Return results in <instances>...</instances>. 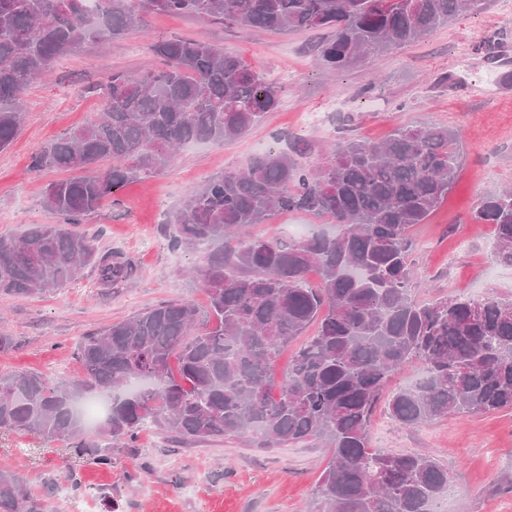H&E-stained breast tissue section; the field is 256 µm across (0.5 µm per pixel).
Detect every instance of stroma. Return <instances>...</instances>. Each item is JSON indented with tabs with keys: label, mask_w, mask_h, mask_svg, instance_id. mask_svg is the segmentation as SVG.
Here are the masks:
<instances>
[{
	"label": "stroma",
	"mask_w": 512,
	"mask_h": 512,
	"mask_svg": "<svg viewBox=\"0 0 512 512\" xmlns=\"http://www.w3.org/2000/svg\"><path fill=\"white\" fill-rule=\"evenodd\" d=\"M492 32L503 34L504 47L489 59L478 46ZM171 38L223 48L259 68L281 86L279 107L235 141L183 147L159 174L125 185L86 217L82 229L95 235L98 246L135 259L136 278L106 293L87 273L53 293L1 295L0 330L14 337L15 346L0 353V376L74 377L82 371L76 347L89 332L167 299L206 308L205 290L188 275L205 254L169 249L168 215L189 189L214 174L284 150L299 135L319 145L337 142L341 126L368 142L423 123L456 130L464 151L457 183L428 222L411 231L416 297L512 295V266L492 255L493 225L473 220L482 197L512 187V15L503 13L501 0H488L418 42L369 54L343 70L318 62L312 45L319 33H250L190 16L150 14L143 29L103 46L85 44L22 96L23 126L0 151V236L57 223L42 197L67 173L48 165L32 170L33 159L51 142L96 121L102 99L95 89L112 72L136 76L157 69L160 61L149 46ZM298 228L309 235L333 226L323 217L278 214L239 227L235 237L285 238ZM369 436L379 451L439 458L452 484L448 512H512V412L448 416L408 429L379 409ZM326 463L324 448L316 445L250 448L234 437L183 445L152 426L133 447L113 451L111 466L97 467L85 464L73 443L0 432V470L21 472L44 512H89L92 496L96 512H308Z\"/></svg>",
	"instance_id": "35a3bbf8"
}]
</instances>
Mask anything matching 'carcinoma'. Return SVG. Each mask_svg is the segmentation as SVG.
<instances>
[{"label": "carcinoma", "mask_w": 512, "mask_h": 512, "mask_svg": "<svg viewBox=\"0 0 512 512\" xmlns=\"http://www.w3.org/2000/svg\"><path fill=\"white\" fill-rule=\"evenodd\" d=\"M486 0H0V150L19 133L23 91L62 56L142 27L151 13L222 19L244 30L324 31L318 61L346 69L375 52L419 41ZM162 66L114 72L99 88V121L33 160L98 174L50 183L57 224L0 236V295L62 288L88 268L100 288L138 273L120 249L77 230L131 180L158 172L189 144L231 141L280 102L281 88L238 55L192 39L151 44ZM298 138L245 169L212 176L170 216L173 250L203 249L195 275L206 315L190 300L160 302L112 322L77 346L80 375L0 376V431L78 438L96 466L157 425L186 442L236 437L252 448L321 444L328 461L313 512H428L448 495V469L417 452L369 448L371 415L390 378L418 363L424 379L391 391L386 407L407 427L448 415L512 411V298L415 300L409 229L448 196L461 154L446 127L397 130L381 143L347 139L322 161ZM307 212L336 232L300 241L258 236L224 249L235 227ZM494 225L493 257L512 265V190L474 212ZM318 280L312 285L310 272ZM316 332L277 376L276 361L311 325ZM20 476L0 470V512H43Z\"/></svg>", "instance_id": "carcinoma-1"}]
</instances>
